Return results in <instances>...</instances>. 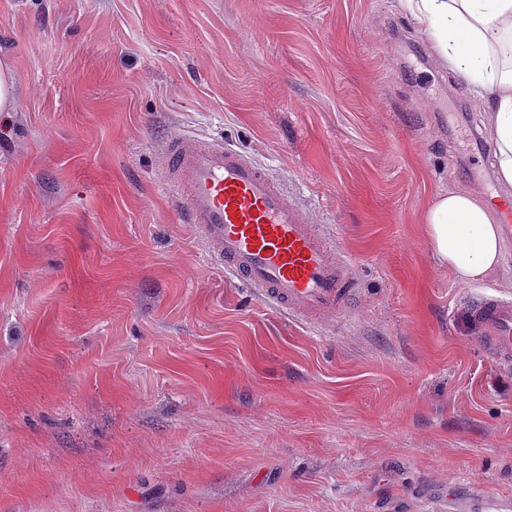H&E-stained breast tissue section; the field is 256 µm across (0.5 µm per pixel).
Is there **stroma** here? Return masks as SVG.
<instances>
[{"label": "stroma", "mask_w": 512, "mask_h": 512, "mask_svg": "<svg viewBox=\"0 0 512 512\" xmlns=\"http://www.w3.org/2000/svg\"><path fill=\"white\" fill-rule=\"evenodd\" d=\"M0 512H512V365L431 201L499 181L492 119L399 0H0ZM222 134L335 225L313 329L208 257L163 182ZM13 71L8 63L0 62V112L13 106Z\"/></svg>", "instance_id": "35a3bbf8"}]
</instances>
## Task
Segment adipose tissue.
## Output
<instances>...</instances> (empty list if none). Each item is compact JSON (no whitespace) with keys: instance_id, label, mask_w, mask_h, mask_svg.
<instances>
[{"instance_id":"1","label":"adipose tissue","mask_w":512,"mask_h":512,"mask_svg":"<svg viewBox=\"0 0 512 512\" xmlns=\"http://www.w3.org/2000/svg\"><path fill=\"white\" fill-rule=\"evenodd\" d=\"M420 34L478 90L492 114L497 176L512 187V0H401ZM496 203L459 190L427 209L423 234L441 264L468 284L499 267Z\"/></svg>"}]
</instances>
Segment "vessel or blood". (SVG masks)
Returning a JSON list of instances; mask_svg holds the SVG:
<instances>
[{
    "label": "vessel or blood",
    "mask_w": 512,
    "mask_h": 512,
    "mask_svg": "<svg viewBox=\"0 0 512 512\" xmlns=\"http://www.w3.org/2000/svg\"><path fill=\"white\" fill-rule=\"evenodd\" d=\"M164 182L210 259L263 304L314 327L347 311L356 288L335 230L311 223L282 181L247 153L215 135L174 136ZM470 317L493 359L511 364L512 300L476 297Z\"/></svg>",
    "instance_id": "1"
}]
</instances>
